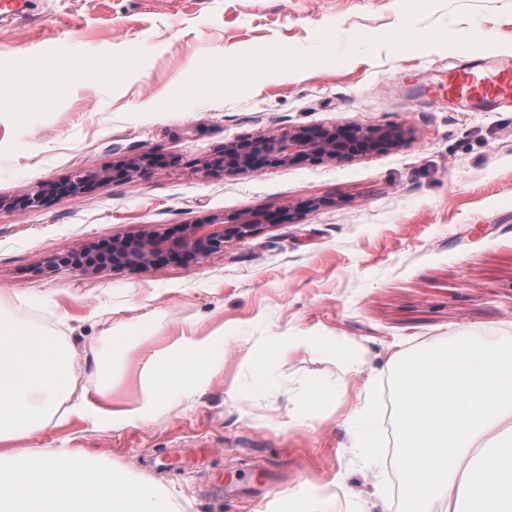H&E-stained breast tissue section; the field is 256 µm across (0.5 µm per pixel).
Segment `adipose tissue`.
Instances as JSON below:
<instances>
[{
	"instance_id": "1",
	"label": "adipose tissue",
	"mask_w": 512,
	"mask_h": 512,
	"mask_svg": "<svg viewBox=\"0 0 512 512\" xmlns=\"http://www.w3.org/2000/svg\"><path fill=\"white\" fill-rule=\"evenodd\" d=\"M400 512H512V338L453 336L390 359ZM224 366L214 336H179L142 372L138 404L112 407V387L75 393L71 359L54 337L0 328V512H176L170 498L99 466L92 454L21 442L89 419L133 422ZM66 416H58L60 403Z\"/></svg>"
}]
</instances>
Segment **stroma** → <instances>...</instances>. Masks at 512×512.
<instances>
[{
  "label": "stroma",
  "instance_id": "1",
  "mask_svg": "<svg viewBox=\"0 0 512 512\" xmlns=\"http://www.w3.org/2000/svg\"><path fill=\"white\" fill-rule=\"evenodd\" d=\"M444 25L467 50L391 47ZM470 51L512 57V0H35L0 20L12 78L0 87V317L58 337L75 393L108 381L120 405L139 400L145 364L174 337L224 339L205 389L108 430L73 418L28 447L88 451L178 512H398L396 429L372 425L383 447L371 456L354 422L361 401H392V351L512 337V108L454 110L435 89ZM135 52L147 70L128 65ZM90 60L102 71L85 80ZM247 60L278 78L243 79ZM203 64L213 91L172 98ZM355 124L407 138L343 162L205 167L230 141ZM144 152L158 159L147 174L25 203ZM248 210L269 222L196 263L86 273L55 261L79 242ZM316 390L322 404L298 418ZM230 481L244 495H221Z\"/></svg>",
  "mask_w": 512,
  "mask_h": 512
}]
</instances>
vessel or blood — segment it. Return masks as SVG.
Wrapping results in <instances>:
<instances>
[{
  "instance_id": "1",
  "label": "vessel or blood",
  "mask_w": 512,
  "mask_h": 512,
  "mask_svg": "<svg viewBox=\"0 0 512 512\" xmlns=\"http://www.w3.org/2000/svg\"><path fill=\"white\" fill-rule=\"evenodd\" d=\"M450 99L461 105L497 108L512 102V60L485 53L470 55L453 71Z\"/></svg>"
}]
</instances>
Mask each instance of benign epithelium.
Here are the masks:
<instances>
[{
    "label": "benign epithelium",
    "instance_id": "benign-epithelium-1",
    "mask_svg": "<svg viewBox=\"0 0 512 512\" xmlns=\"http://www.w3.org/2000/svg\"><path fill=\"white\" fill-rule=\"evenodd\" d=\"M402 139L403 131L398 126L298 127L252 140L228 142L224 144V155L208 162V168L226 173L262 172L297 162L341 161L392 150L399 146ZM154 159V154L147 152L112 166L110 172H77L69 178L66 191L77 195L92 182L105 184L133 174H144ZM261 226L260 214L256 211L232 218L213 214L194 224L182 225L176 236L142 232L114 238L111 252L101 259L93 255L89 247L78 246L60 260L84 272L98 271L109 265L114 269L147 270L163 261L204 259L223 248L226 240L251 236Z\"/></svg>",
    "mask_w": 512,
    "mask_h": 512
}]
</instances>
